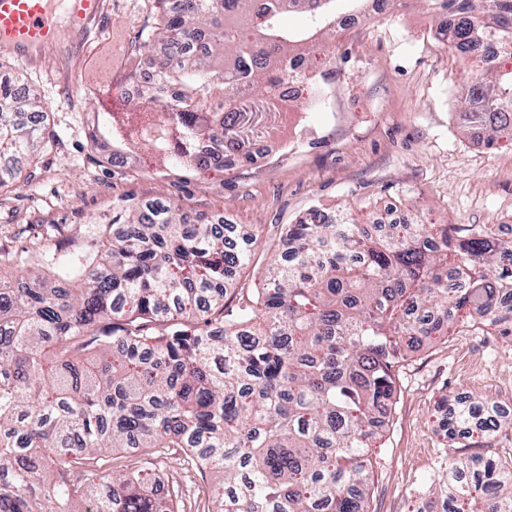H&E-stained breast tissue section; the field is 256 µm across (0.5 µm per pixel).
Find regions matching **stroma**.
Listing matches in <instances>:
<instances>
[{"instance_id": "1", "label": "stroma", "mask_w": 512, "mask_h": 512, "mask_svg": "<svg viewBox=\"0 0 512 512\" xmlns=\"http://www.w3.org/2000/svg\"><path fill=\"white\" fill-rule=\"evenodd\" d=\"M109 2L106 25L92 27L86 49L51 50L30 65L0 55V81L30 86L51 135L36 162L16 160L17 186L0 190L1 279L55 273L68 255L98 249L113 215L149 200L258 228L261 244L225 300L230 311L252 296L284 226L315 205L350 208L360 221L367 209L395 207L443 224L512 225V142L488 147L466 131L463 70L418 0L327 40L340 75L317 78V92L281 105L263 145L267 163L221 170L174 166L147 151L116 166L111 142L88 137L94 107L120 95L140 67L130 46L150 12L147 0ZM479 394L492 395L505 418L480 453L511 458L512 340L488 328L408 354L370 457L366 512H414L441 479L442 460L470 456L448 438L440 400ZM182 457L178 449L168 460L116 450L101 474L108 482L156 467L178 489L181 512H216L211 474L185 469Z\"/></svg>"}]
</instances>
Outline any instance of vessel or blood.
Returning a JSON list of instances; mask_svg holds the SVG:
<instances>
[{
	"instance_id": "b4317fda",
	"label": "vessel or blood",
	"mask_w": 512,
	"mask_h": 512,
	"mask_svg": "<svg viewBox=\"0 0 512 512\" xmlns=\"http://www.w3.org/2000/svg\"><path fill=\"white\" fill-rule=\"evenodd\" d=\"M103 0H0V53L28 63L44 47L77 38Z\"/></svg>"
}]
</instances>
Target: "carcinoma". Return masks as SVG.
Returning a JSON list of instances; mask_svg holds the SVG:
<instances>
[{
	"mask_svg": "<svg viewBox=\"0 0 512 512\" xmlns=\"http://www.w3.org/2000/svg\"><path fill=\"white\" fill-rule=\"evenodd\" d=\"M149 0L137 39L144 100L100 117L101 138L174 164L252 161L277 89L336 66V36L366 0ZM436 38L480 69L461 85L468 128L512 140V0H419ZM308 25L290 31L285 13ZM35 93L0 81V158L34 152ZM501 224H390L309 210L286 225L254 295L224 298L256 228L144 202L57 288L0 278V512H179L156 471L102 484L101 456L179 448L213 471L217 512H364L369 452L405 354L437 336L512 337V243ZM448 435L500 428L483 396L452 405ZM417 512H512V458L470 456Z\"/></svg>",
	"mask_w": 512,
	"mask_h": 512,
	"instance_id": "cac0c4a2",
	"label": "carcinoma"
}]
</instances>
